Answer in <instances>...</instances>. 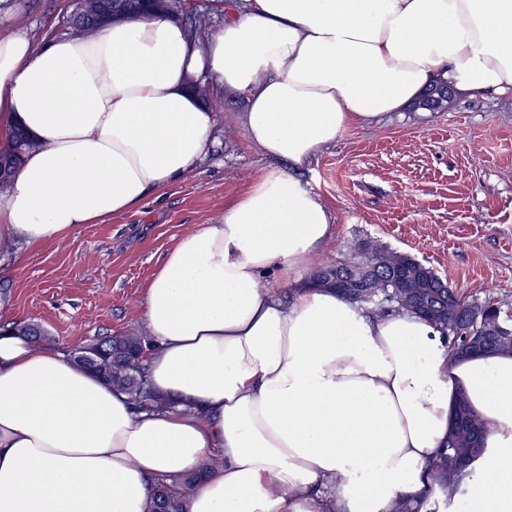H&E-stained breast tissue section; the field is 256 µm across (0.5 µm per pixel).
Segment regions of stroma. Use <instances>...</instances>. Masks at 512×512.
<instances>
[{"label":"stroma","mask_w":512,"mask_h":512,"mask_svg":"<svg viewBox=\"0 0 512 512\" xmlns=\"http://www.w3.org/2000/svg\"><path fill=\"white\" fill-rule=\"evenodd\" d=\"M75 0H0V37L34 44L69 34ZM242 98L217 112L218 144L194 175L118 216L59 239L0 253V324L34 322L61 354L103 336L143 334V286L181 235L275 164L248 143ZM302 182L329 208L330 236L313 264L369 238L433 267L464 297L512 318V98L451 97L437 111L391 113L349 128L315 154Z\"/></svg>","instance_id":"obj_1"}]
</instances>
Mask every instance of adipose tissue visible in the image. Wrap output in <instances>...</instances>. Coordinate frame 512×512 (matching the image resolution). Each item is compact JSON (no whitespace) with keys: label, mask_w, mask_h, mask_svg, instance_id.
<instances>
[{"label":"adipose tissue","mask_w":512,"mask_h":512,"mask_svg":"<svg viewBox=\"0 0 512 512\" xmlns=\"http://www.w3.org/2000/svg\"><path fill=\"white\" fill-rule=\"evenodd\" d=\"M242 97L277 169L179 237L144 286L138 409L45 343L0 329V512H148L202 473L187 512H392L465 400L484 425L474 512H512V354L455 358L436 328L313 280L332 215L302 171L350 126L427 89L512 93V0H226L205 41L162 14L36 47L0 38V144L37 146L0 198V243L36 247L188 178ZM274 287H267L266 279ZM196 479L195 476H186L173 484L158 483L153 490V508L150 512H186L183 492L190 489ZM177 485L182 492L176 490Z\"/></svg>","instance_id":"adipose-tissue-1"}]
</instances>
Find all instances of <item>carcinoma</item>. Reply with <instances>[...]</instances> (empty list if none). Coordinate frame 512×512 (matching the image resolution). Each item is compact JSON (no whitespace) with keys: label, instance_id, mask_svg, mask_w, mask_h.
<instances>
[{"label":"carcinoma","instance_id":"obj_1","mask_svg":"<svg viewBox=\"0 0 512 512\" xmlns=\"http://www.w3.org/2000/svg\"><path fill=\"white\" fill-rule=\"evenodd\" d=\"M138 5L133 12L135 16L159 11L169 16L180 13L189 20V34L195 40L213 34L204 16H189L186 0H167L160 9L144 0H139ZM71 22L77 34H93L100 26L94 15V0H80ZM32 148L34 143L25 130L17 126L10 143L0 152L15 168ZM312 278L322 284L329 281L346 285L343 295L373 312H406L429 320L455 357L467 356L464 348L469 346L512 352V325L501 320L498 306L489 300L480 302L462 297L433 268L410 255L389 251L373 240L356 242L345 258L318 268ZM149 347L143 335L104 336L75 347L71 359L127 394L133 403L162 409L168 407V403L149 392L139 366V360ZM483 452L482 423L461 401L454 411L448 441L426 465L431 476L428 488L415 505L396 501L394 512H434L431 504L436 500L452 503L469 477V465ZM195 481L196 477L186 476L172 484H157L151 512H186L183 492Z\"/></svg>","mask_w":512,"mask_h":512}]
</instances>
